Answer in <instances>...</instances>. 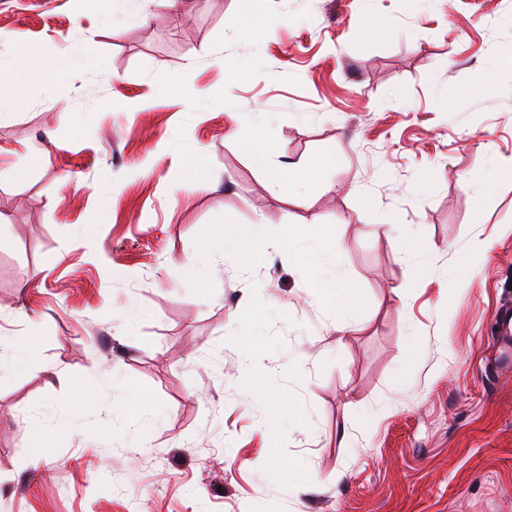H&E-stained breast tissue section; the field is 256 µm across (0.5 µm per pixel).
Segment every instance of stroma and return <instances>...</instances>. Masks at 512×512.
Here are the masks:
<instances>
[{"label":"stroma","instance_id":"35a3bbf8","mask_svg":"<svg viewBox=\"0 0 512 512\" xmlns=\"http://www.w3.org/2000/svg\"><path fill=\"white\" fill-rule=\"evenodd\" d=\"M139 4L0 0V512H512V0ZM249 159L251 164L266 173H268L270 180L279 187L288 184L293 187L297 195L303 194L311 182L317 175L319 169L313 173L309 170L297 169L295 167H288V169H275L272 166L271 158L266 149L256 148L250 151ZM316 288L325 304L331 308L355 311L360 307L356 291L337 274H328L319 279Z\"/></svg>","mask_w":512,"mask_h":512}]
</instances>
